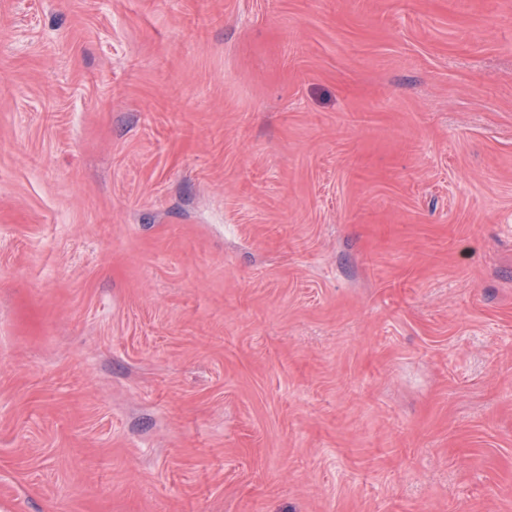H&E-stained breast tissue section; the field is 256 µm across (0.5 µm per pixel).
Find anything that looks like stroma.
I'll return each instance as SVG.
<instances>
[{
	"label": "stroma",
	"mask_w": 512,
	"mask_h": 512,
	"mask_svg": "<svg viewBox=\"0 0 512 512\" xmlns=\"http://www.w3.org/2000/svg\"><path fill=\"white\" fill-rule=\"evenodd\" d=\"M0 512H512V0H0Z\"/></svg>",
	"instance_id": "35a3bbf8"
}]
</instances>
